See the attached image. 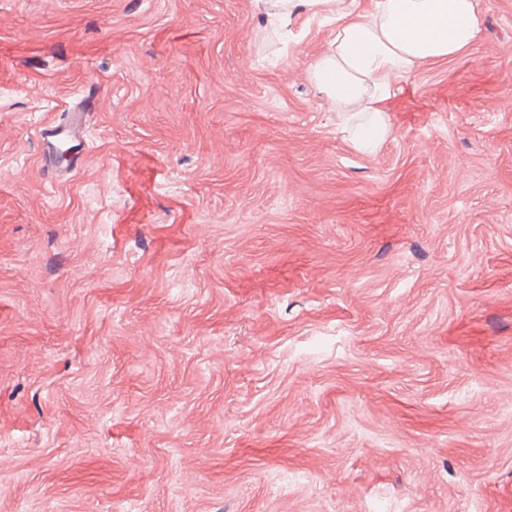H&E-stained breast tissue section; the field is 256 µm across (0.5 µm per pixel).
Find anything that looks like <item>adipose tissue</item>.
I'll return each mask as SVG.
<instances>
[{
  "label": "adipose tissue",
  "instance_id": "1",
  "mask_svg": "<svg viewBox=\"0 0 512 512\" xmlns=\"http://www.w3.org/2000/svg\"><path fill=\"white\" fill-rule=\"evenodd\" d=\"M334 22L326 52L308 77L329 98L357 152L376 153L391 133L389 102L414 65L461 55L474 44L483 18L474 0H270L287 27L297 9Z\"/></svg>",
  "mask_w": 512,
  "mask_h": 512
}]
</instances>
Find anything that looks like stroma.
Returning <instances> with one entry per match:
<instances>
[{
	"label": "stroma",
	"instance_id": "1",
	"mask_svg": "<svg viewBox=\"0 0 512 512\" xmlns=\"http://www.w3.org/2000/svg\"><path fill=\"white\" fill-rule=\"evenodd\" d=\"M477 8L362 155L321 18L0 0V512H512V0ZM94 108L95 105L80 99L68 106L63 123L47 124L39 128L38 137L42 145L40 162L54 175V179L46 182L51 188L55 189L60 185L69 169L68 166L58 163L60 149L68 143L85 140L90 112Z\"/></svg>",
	"mask_w": 512,
	"mask_h": 512
}]
</instances>
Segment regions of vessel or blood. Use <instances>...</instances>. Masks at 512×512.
<instances>
[{"mask_svg": "<svg viewBox=\"0 0 512 512\" xmlns=\"http://www.w3.org/2000/svg\"><path fill=\"white\" fill-rule=\"evenodd\" d=\"M92 110V104L78 100L69 105L63 123L47 124L39 128L38 137L42 145L40 162L53 174L51 186H58L68 172L67 167L58 162L60 149L68 143L85 140Z\"/></svg>", "mask_w": 512, "mask_h": 512, "instance_id": "b4317fda", "label": "vessel or blood"}]
</instances>
